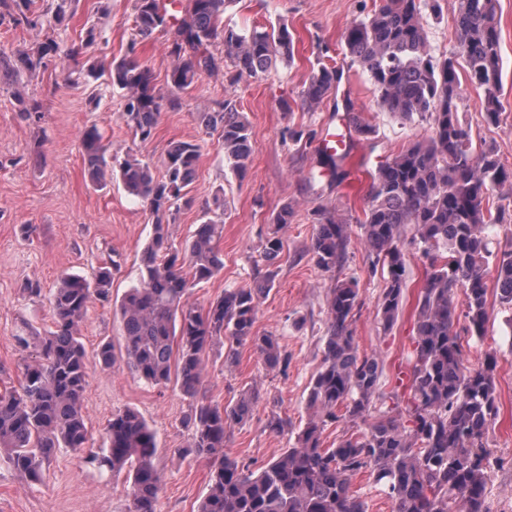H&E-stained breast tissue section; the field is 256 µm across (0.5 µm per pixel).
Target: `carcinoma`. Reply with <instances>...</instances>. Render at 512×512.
<instances>
[{"label": "carcinoma", "mask_w": 512, "mask_h": 512, "mask_svg": "<svg viewBox=\"0 0 512 512\" xmlns=\"http://www.w3.org/2000/svg\"><path fill=\"white\" fill-rule=\"evenodd\" d=\"M232 0H187L171 14L162 0H135L134 23L148 38L168 34L169 54L176 63L171 87L186 92L204 74L224 70L233 86L243 78L262 79L278 59L293 57L295 36L285 22L238 30L224 25V10ZM0 19L37 25L31 0H0ZM439 0H381L371 13L355 21L344 42L352 60L367 73L383 111L430 125L428 139L385 161L376 170L369 205L361 223L373 263L386 268V286L378 301L384 329L396 323L406 289L401 228L412 225L413 243L429 261L416 306V362L410 372L408 428L402 416H385L360 434H346L334 448H324L325 427L338 422L340 407L355 420L369 410L383 367L373 356L357 353L351 322L359 304L352 281L330 291L322 366L310 383L311 414L296 443L258 470L224 455L227 429L247 422L259 400L248 390L234 404L221 408L203 392L204 356L216 341L226 344V360L249 344L264 364L283 373L288 353L277 339L254 331L261 299L272 289L266 277L253 288L224 291L205 310L190 300L195 283L224 267L219 241L224 225L203 209L194 235L177 248L171 243L170 217L189 206L200 147L185 141L168 144L164 173L157 177L149 163L128 157L107 161L96 129L82 134L84 168L92 184L104 188L119 182L147 205L153 235L141 256L140 284L118 304L124 324L126 365L153 385L171 380L188 400L185 424L192 431L186 453L216 459L209 492L198 512H367L351 491V479L368 472L384 488L392 512H490L486 506L490 452L484 443L488 427L499 415L494 370L496 358L481 366L464 364L460 336L453 330L455 294L463 288L466 317L472 335L485 333L487 275L491 251L482 233L486 224H503L512 206L491 210V191L512 184V167L490 150L472 147L470 133L459 116L460 75L484 93L486 118L501 112V35L495 0H459L456 51L434 56L427 38V15L437 14ZM96 39L85 38L61 48L46 38L20 59L33 73L65 59L85 56ZM224 44V56L211 47ZM112 86L126 91L125 114L133 135L153 137L163 97L151 71L134 52L101 68ZM338 82L325 66L312 72L301 95L318 103ZM207 133L224 143L232 172L244 177L251 156L250 123L235 102L226 99L214 112L201 114ZM347 225L320 214L312 238L316 265L333 271L344 257ZM283 242L277 233L265 241L263 257L278 259ZM120 262L112 259L89 281L62 275L50 295L53 329L16 337L36 354L26 364L20 390L0 393V447L15 470L36 481L57 449L81 450L88 442L81 401L86 386L85 350L79 327L89 304L110 301L112 278ZM500 303L512 306V248L501 252L495 266ZM97 357L108 369L117 361L110 341L99 344ZM108 446L89 455L100 468L131 478L128 512H157L160 474L153 463L155 435L133 409L112 415Z\"/></svg>", "instance_id": "obj_1"}]
</instances>
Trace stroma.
Masks as SVG:
<instances>
[{
  "label": "stroma",
  "instance_id": "obj_1",
  "mask_svg": "<svg viewBox=\"0 0 512 512\" xmlns=\"http://www.w3.org/2000/svg\"><path fill=\"white\" fill-rule=\"evenodd\" d=\"M438 15L428 19V40L434 54L457 47L454 19L458 0H439ZM374 0H232L225 23L238 28L286 22L296 35L292 63L277 64L268 77L242 79L228 85L223 72L203 76L175 103L163 104L154 136L134 139L124 109L125 93L107 77L68 80L63 66L29 76L19 68L20 50L35 47L46 36L60 45L94 31L88 55L96 65L135 52L154 75L162 95H169L168 75L175 63L167 36L158 32L142 38L134 27L135 0H76L73 16L57 23L55 0H34L37 26L0 20V390L18 386L30 351L15 337L22 326L50 327L49 292L65 273L92 278L108 259L120 260L112 281V303L92 301L81 327L86 351L87 387L83 410L92 449L106 447V428L113 413L133 408L156 435L154 464L161 476L159 512H198L209 489L207 459L181 455L191 432L184 423L187 401L175 385L147 383L126 365L102 368L96 351L101 341H119L121 317L112 304L137 286L140 256L153 227L142 202L112 183L100 189L84 173L81 136L97 127L108 158L134 155L162 174L169 141L199 144L197 176L190 187L195 206L181 209L171 227L175 244H182L200 221L201 207L216 193L224 195V237L220 244L224 267L198 283L191 299L201 307L225 290L250 288L266 275L275 283L260 302L255 330L272 335L287 351V372L269 369L251 346L239 348L235 364H227L222 346L205 355L203 387L209 400L225 406L248 388L260 393L251 419L228 429L225 455L257 469L292 447L308 419L310 382L319 371L324 350L329 291L336 282L355 281L359 305L352 322L359 354L376 356L384 366L379 396L363 418L328 425L322 445L335 447L347 433L368 431L393 406H406L407 379L416 347V300L428 265L411 243L412 226L402 236L408 271L403 311L392 329H384L378 300L385 273L375 268L362 240L360 222L368 206L371 175L387 159L427 139L430 127L402 122L383 112L362 69L353 63L344 43L346 29L370 13ZM501 30V112L487 122L481 88L463 82L458 101L475 149L492 150L512 165V0H498ZM341 70L338 88L318 104L307 105L301 92L313 69ZM24 96L36 109L22 115L16 101ZM234 100L250 122L252 155L245 177H237L224 159L217 135L207 134L200 115ZM356 112L370 124V136H356L354 150L340 162V177L322 167L320 152L309 139L292 140L291 132H323L336 113ZM293 214L276 226L273 216L282 206ZM324 209L348 226L343 266L336 272L319 268L310 251L315 212ZM283 241L274 264L262 258L270 232ZM39 283L40 295L28 294V283ZM454 328L461 334L467 366L483 363L493 354L500 416L489 426L484 442L494 464L488 473L486 501L491 512H512V309L500 304L489 290L486 332L467 335L464 293L456 295ZM279 415L283 432L270 431L267 420ZM129 484L125 476L97 468L85 452L59 449L37 481L21 477L0 452V512H127Z\"/></svg>",
  "mask_w": 512,
  "mask_h": 512
}]
</instances>
